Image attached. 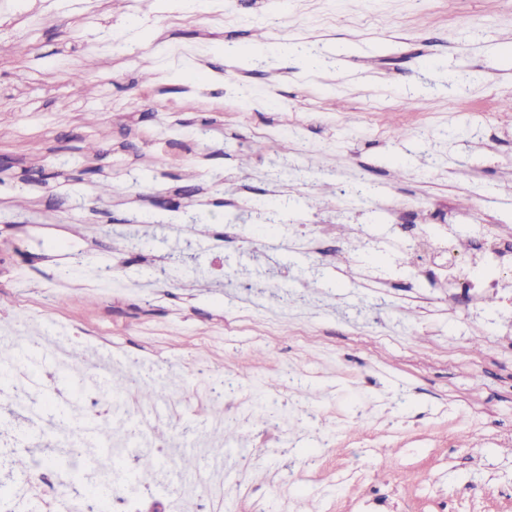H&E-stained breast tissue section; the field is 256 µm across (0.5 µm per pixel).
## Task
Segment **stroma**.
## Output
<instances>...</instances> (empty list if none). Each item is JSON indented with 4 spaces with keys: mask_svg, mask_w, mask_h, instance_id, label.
<instances>
[{
    "mask_svg": "<svg viewBox=\"0 0 512 512\" xmlns=\"http://www.w3.org/2000/svg\"><path fill=\"white\" fill-rule=\"evenodd\" d=\"M508 95L512 0H0V325L22 311L44 338L0 376L31 396L0 438L63 459L90 368L137 361L161 394L190 368L196 399L154 433L224 454L139 475L144 512H195L213 471L210 512H512V310L414 300L432 244L512 233ZM364 448L390 475L337 483ZM265 150L268 156L272 158L275 165L272 172L275 178L282 180L284 177H288V171L293 169V165L281 152V136L268 139Z\"/></svg>",
    "mask_w": 512,
    "mask_h": 512,
    "instance_id": "35a3bbf8",
    "label": "stroma"
}]
</instances>
